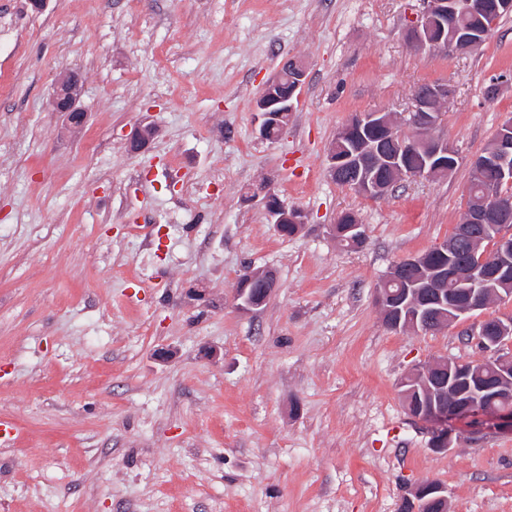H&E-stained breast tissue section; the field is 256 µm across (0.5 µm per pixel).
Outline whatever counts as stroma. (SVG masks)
Masks as SVG:
<instances>
[{
	"label": "stroma",
	"instance_id": "stroma-1",
	"mask_svg": "<svg viewBox=\"0 0 512 512\" xmlns=\"http://www.w3.org/2000/svg\"><path fill=\"white\" fill-rule=\"evenodd\" d=\"M423 0H0V512H401L435 480L449 512H512V436L460 427L444 453L399 383L480 360V322L389 328L376 286L466 211L470 165L512 118V14L478 49L416 51ZM291 57L287 128L254 103ZM81 79L73 127L51 106ZM448 83L458 163L379 198L326 173L364 112L405 122ZM154 135L130 148L138 128ZM306 222L292 237L252 189ZM357 215L365 242L332 228ZM249 268L275 272L257 310ZM240 280L244 286L251 282H261L263 288L258 292L257 288H237V296L242 301V309L251 311L262 307L267 300V295L275 288V275L272 270H246Z\"/></svg>",
	"mask_w": 512,
	"mask_h": 512
}]
</instances>
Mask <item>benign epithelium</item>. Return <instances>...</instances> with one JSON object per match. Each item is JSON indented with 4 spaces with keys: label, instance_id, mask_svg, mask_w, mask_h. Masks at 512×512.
Returning <instances> with one entry per match:
<instances>
[{
    "label": "benign epithelium",
    "instance_id": "obj_1",
    "mask_svg": "<svg viewBox=\"0 0 512 512\" xmlns=\"http://www.w3.org/2000/svg\"><path fill=\"white\" fill-rule=\"evenodd\" d=\"M486 11L479 0H424L421 16L408 31V42L414 49L438 48L449 53H467L477 49L490 35L493 25L480 23L472 27H448V19L459 14L476 19ZM306 65L300 59L291 60L290 66L266 84L257 99L255 111L260 119L259 132L266 137L274 126L286 128L283 116L294 110L297 92L304 83ZM79 77L75 73L63 75L57 81L56 94L52 101L54 111L67 115L72 124L83 122L84 113L77 107ZM452 97V89L445 83H432L423 90L413 93V108L402 131L391 116L380 112L359 114L336 134V144L328 148L327 173L333 181L343 176L350 168L357 172L354 188L363 195L376 198L392 189V180L381 176V171L393 177H407L405 156L420 151L427 161L439 159L435 171H448L450 154L448 140L434 134L440 126L442 108ZM498 166L501 181L512 184V120L504 122L495 135L491 152L480 154L471 162V169L479 171L488 163ZM264 193L265 208L276 224L278 231L285 230V224L304 223V214L296 208L286 207L279 198L260 188ZM512 219V193L493 191L490 193V206L476 208L471 212L468 225L458 227L455 237L472 234V225L477 224L487 233L494 234L493 253L483 254L470 270L485 284L483 288H467L466 300L456 301L452 295L437 287V284L456 279L459 265L453 261L448 268L437 271L433 276L436 287L425 291L421 288H408L407 275L421 267L424 256L414 255L398 262L383 277L376 288V301L382 312L391 319L394 330L418 331L437 330L459 321L464 315L485 308L489 298L497 293L493 285L512 277V232L504 230L500 221ZM241 280L248 284L260 282L262 290L239 288L237 296L242 301V309L251 311L262 307L267 295L275 288V275L269 269L246 270ZM400 286L394 290L393 286ZM478 343L493 352L498 358L496 382L489 384L477 377H469L461 370V362L448 358L434 359L408 372L400 386L408 387L409 392H422L426 404L415 419L431 425L434 432L432 444L437 451L452 447L456 423L470 422L479 429L487 428L512 435V409H498L485 403L482 396L498 389L512 393V352L505 345L512 344V317L502 316L489 325L482 321L477 331ZM435 503L448 510L446 488L437 482H427L416 486L411 497L406 499L403 509L406 512H420V507Z\"/></svg>",
    "mask_w": 512,
    "mask_h": 512
}]
</instances>
